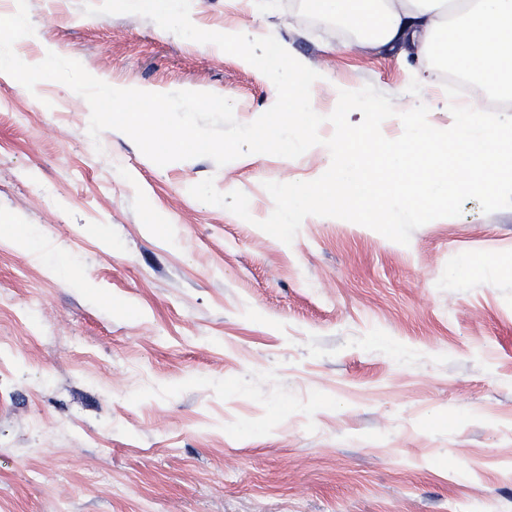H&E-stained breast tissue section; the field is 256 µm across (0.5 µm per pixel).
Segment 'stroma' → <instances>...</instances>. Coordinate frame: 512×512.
I'll use <instances>...</instances> for the list:
<instances>
[{
    "mask_svg": "<svg viewBox=\"0 0 512 512\" xmlns=\"http://www.w3.org/2000/svg\"><path fill=\"white\" fill-rule=\"evenodd\" d=\"M84 0H27L14 50L78 60L121 89L212 92L240 123L271 80L211 43ZM300 0H191L193 24L264 33L338 85H373L449 128L403 48L345 46ZM90 107L62 83L0 79V512H512V208L467 200L409 245L306 217L257 228L268 181H310L311 147L158 166L124 133L90 149ZM213 178L251 220L193 198ZM64 270L50 276L46 261Z\"/></svg>",
    "mask_w": 512,
    "mask_h": 512,
    "instance_id": "stroma-1",
    "label": "stroma"
}]
</instances>
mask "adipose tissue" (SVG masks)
<instances>
[{
	"label": "adipose tissue",
	"mask_w": 512,
	"mask_h": 512,
	"mask_svg": "<svg viewBox=\"0 0 512 512\" xmlns=\"http://www.w3.org/2000/svg\"><path fill=\"white\" fill-rule=\"evenodd\" d=\"M313 16L352 32L359 47L402 44L414 51L416 76L462 72L503 103L512 102V0H303Z\"/></svg>",
	"instance_id": "ef3b65f1"
}]
</instances>
